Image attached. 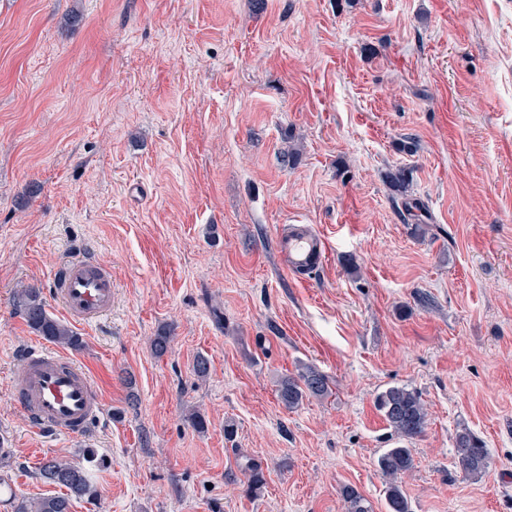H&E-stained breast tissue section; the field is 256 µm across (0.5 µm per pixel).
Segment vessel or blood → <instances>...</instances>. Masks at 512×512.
Segmentation results:
<instances>
[{
	"mask_svg": "<svg viewBox=\"0 0 512 512\" xmlns=\"http://www.w3.org/2000/svg\"><path fill=\"white\" fill-rule=\"evenodd\" d=\"M278 253L282 268L299 277L323 265L328 242L308 227L281 237ZM54 291L70 320L88 324L112 306V272L82 253L56 269ZM11 390L29 427L40 433L77 438L105 412L90 371L75 358L40 346L24 353Z\"/></svg>",
	"mask_w": 512,
	"mask_h": 512,
	"instance_id": "obj_1",
	"label": "vessel or blood"
}]
</instances>
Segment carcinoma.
Masks as SVG:
<instances>
[{
  "mask_svg": "<svg viewBox=\"0 0 512 512\" xmlns=\"http://www.w3.org/2000/svg\"><path fill=\"white\" fill-rule=\"evenodd\" d=\"M391 186L405 193L410 184V171L398 168L388 173ZM15 309L28 327L45 340L63 347L78 349L80 337L68 326L52 318L47 310L42 289L27 286L16 293ZM172 336L162 331L153 337V354L160 358L169 352ZM279 402L287 409H296L310 398H326L331 394L328 378L315 367L302 365L295 375H284L276 384ZM380 412L394 433L403 439L420 436L426 427L427 410L421 396L405 386H391L381 392L375 401ZM456 465L467 476L478 477L488 467V450L471 431L464 429L455 439ZM378 467L388 479L386 512H411L408 498L401 485V478L414 467L412 451L404 446L386 449L378 458ZM247 479L246 492L257 494L266 483L262 468L249 457L240 465ZM37 476L44 482L66 489L62 495H51L32 501H21L16 512H70L74 498L95 497V489L88 471L62 457H47L41 463ZM346 512H372V508L357 489L346 486L341 492Z\"/></svg>",
  "mask_w": 512,
  "mask_h": 512,
  "instance_id": "obj_1",
  "label": "carcinoma"
}]
</instances>
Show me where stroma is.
<instances>
[{"label": "stroma", "mask_w": 512, "mask_h": 512, "mask_svg": "<svg viewBox=\"0 0 512 512\" xmlns=\"http://www.w3.org/2000/svg\"><path fill=\"white\" fill-rule=\"evenodd\" d=\"M291 224L329 242L305 281L280 268ZM81 250L112 272L73 353L106 413L39 436L10 382L45 340L14 296L39 286L64 320L53 272ZM303 363L332 394L290 410L276 381ZM391 386L428 413L404 442L411 512H512V0H0V512L55 493L34 476L50 456L97 488L72 512H344L346 486L386 512ZM464 429L489 453L476 478ZM456 465L467 476L482 475L489 463L488 450L471 431L462 430L455 439ZM245 462L240 465L241 471L247 479L246 492L248 494H258L266 483L265 474L262 468L253 462L247 456H244Z\"/></svg>", "instance_id": "stroma-1"}]
</instances>
